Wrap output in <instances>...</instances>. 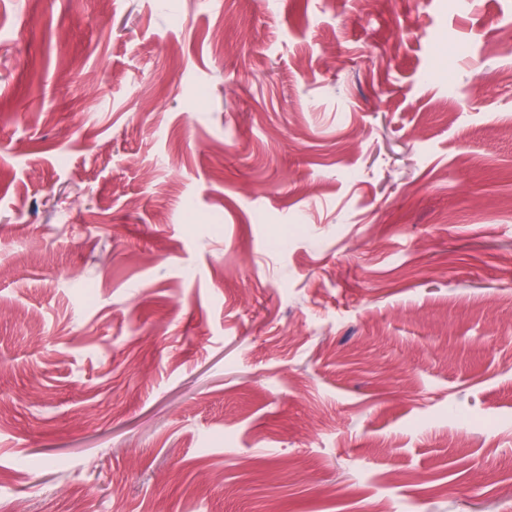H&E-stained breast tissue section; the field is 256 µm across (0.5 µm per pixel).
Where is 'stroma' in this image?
I'll use <instances>...</instances> for the list:
<instances>
[{
    "mask_svg": "<svg viewBox=\"0 0 512 512\" xmlns=\"http://www.w3.org/2000/svg\"><path fill=\"white\" fill-rule=\"evenodd\" d=\"M512 512V0H0V512Z\"/></svg>",
    "mask_w": 512,
    "mask_h": 512,
    "instance_id": "1",
    "label": "stroma"
}]
</instances>
